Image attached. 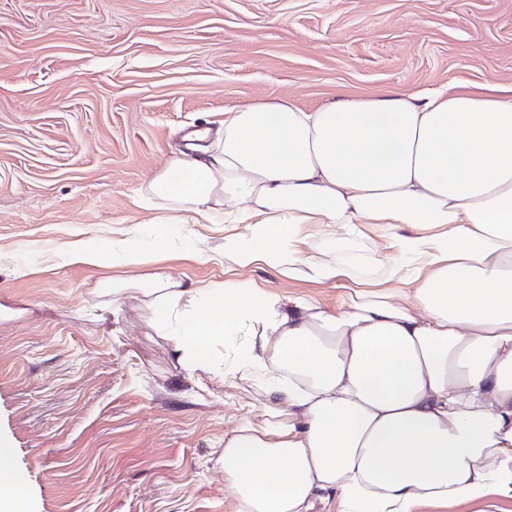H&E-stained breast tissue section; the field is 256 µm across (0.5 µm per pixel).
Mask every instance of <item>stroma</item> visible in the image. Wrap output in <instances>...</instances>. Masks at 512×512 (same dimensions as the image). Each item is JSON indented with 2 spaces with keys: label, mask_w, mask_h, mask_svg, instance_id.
<instances>
[{
  "label": "stroma",
  "mask_w": 512,
  "mask_h": 512,
  "mask_svg": "<svg viewBox=\"0 0 512 512\" xmlns=\"http://www.w3.org/2000/svg\"><path fill=\"white\" fill-rule=\"evenodd\" d=\"M386 90L512 97V0H0V446L28 478L27 512H234L224 440L270 402L264 378L238 372L250 326L195 370L139 292L98 282L156 272L330 312L360 291L407 295L381 225H302L303 259L354 268L322 284L239 268L221 247L247 225L147 198L186 130L213 144L225 111ZM129 231L139 264L58 256L74 236Z\"/></svg>",
  "instance_id": "stroma-1"
}]
</instances>
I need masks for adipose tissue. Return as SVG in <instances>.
I'll list each match as a JSON object with an SVG mask.
<instances>
[{"label": "adipose tissue", "instance_id": "obj_1", "mask_svg": "<svg viewBox=\"0 0 512 512\" xmlns=\"http://www.w3.org/2000/svg\"><path fill=\"white\" fill-rule=\"evenodd\" d=\"M148 191L249 225L248 237L224 240L241 268L347 275L342 262L301 258L304 224L329 235L384 224L399 257L422 262L411 305L365 293L333 313L255 288L140 276L158 326L183 307L176 351L191 368L210 369L215 341L254 328L239 368L266 376L275 400L224 440L235 512L512 498V98L389 91L312 112L286 98L247 105L226 113L215 151L171 160ZM139 254L136 237L83 235L60 258L125 266ZM28 501L25 474L0 448V512Z\"/></svg>", "mask_w": 512, "mask_h": 512}]
</instances>
